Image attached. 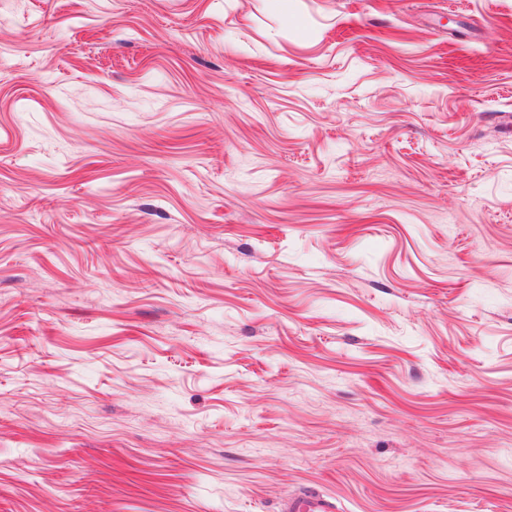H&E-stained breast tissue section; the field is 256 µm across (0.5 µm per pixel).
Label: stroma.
Wrapping results in <instances>:
<instances>
[{"label": "stroma", "mask_w": 512, "mask_h": 512, "mask_svg": "<svg viewBox=\"0 0 512 512\" xmlns=\"http://www.w3.org/2000/svg\"><path fill=\"white\" fill-rule=\"evenodd\" d=\"M512 512V0H0V512ZM336 505L322 495L300 494L288 499L281 512H334Z\"/></svg>", "instance_id": "1"}]
</instances>
